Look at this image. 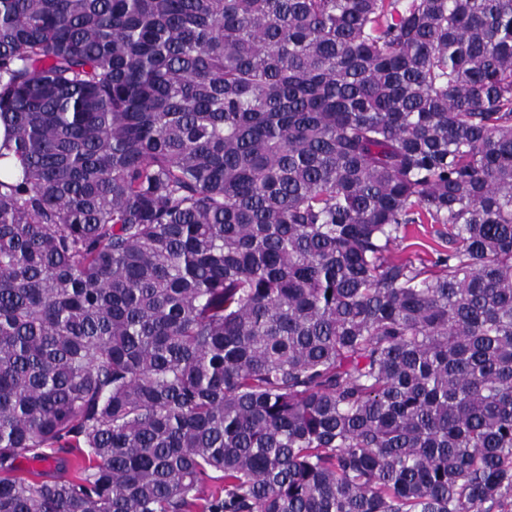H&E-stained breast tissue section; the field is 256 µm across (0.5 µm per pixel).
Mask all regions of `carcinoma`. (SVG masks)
I'll return each mask as SVG.
<instances>
[{"instance_id":"1","label":"carcinoma","mask_w":512,"mask_h":512,"mask_svg":"<svg viewBox=\"0 0 512 512\" xmlns=\"http://www.w3.org/2000/svg\"><path fill=\"white\" fill-rule=\"evenodd\" d=\"M0 125V512H512V0H0ZM438 231L447 233L448 238V226L424 224V227H419L418 233L393 243L391 245L392 252L402 257H421L430 260L436 256L434 249L445 250L448 248V243L440 237Z\"/></svg>"}]
</instances>
